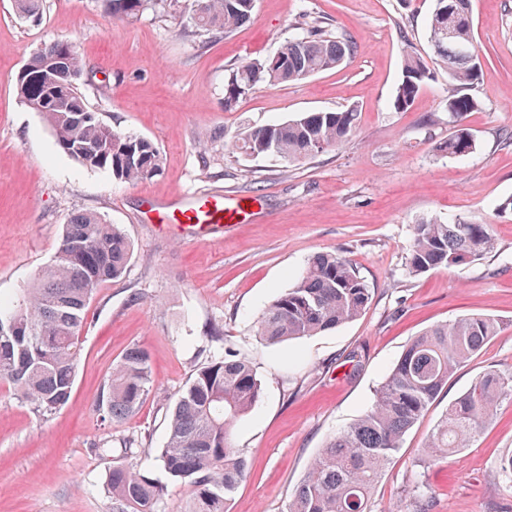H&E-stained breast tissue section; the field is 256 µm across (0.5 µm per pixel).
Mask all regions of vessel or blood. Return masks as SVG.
<instances>
[{
	"mask_svg": "<svg viewBox=\"0 0 512 512\" xmlns=\"http://www.w3.org/2000/svg\"><path fill=\"white\" fill-rule=\"evenodd\" d=\"M169 215L174 223L200 230L219 229L255 217L250 203L241 197L208 192L186 202L172 205Z\"/></svg>",
	"mask_w": 512,
	"mask_h": 512,
	"instance_id": "1",
	"label": "vessel or blood"
}]
</instances>
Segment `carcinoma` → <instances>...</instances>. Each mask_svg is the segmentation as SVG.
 Segmentation results:
<instances>
[{"mask_svg":"<svg viewBox=\"0 0 512 512\" xmlns=\"http://www.w3.org/2000/svg\"><path fill=\"white\" fill-rule=\"evenodd\" d=\"M108 12L136 19L164 0H102ZM194 25L231 33L250 19L256 0H192ZM16 15L36 21L43 0H14ZM429 38L436 64L448 69V112L457 118L479 107L471 94L481 62L473 36L470 0H434ZM351 37L313 26L281 43L264 61H242L224 84V107L234 106L257 86L295 83L339 68L351 55ZM57 60L63 72L80 74L82 61L69 42L37 49L17 77L23 103L42 113L58 147L81 166L104 169L120 182L134 183L160 174L163 158L148 139L112 130L87 104L77 80L52 86L43 60ZM429 76L418 50L407 47L401 79L393 95L397 110L408 109ZM358 109L309 112L277 125L250 129L231 144L245 155L270 154L299 163L340 146L356 128ZM475 143L459 124L438 150L460 157ZM494 248L492 225L479 221L443 223L424 219L414 225L409 273L457 266ZM130 242L115 224L94 213H77L64 225L52 262L16 298L0 296V318L20 332H0V383L21 393L47 418L72 395L80 359L79 332L97 288L119 277L130 256ZM370 289L353 264L337 253L313 256L294 286L259 318L260 338L269 344L300 339L356 319L367 307ZM499 322L490 316L464 315L438 323L415 337L391 368L372 407L337 432L310 462L288 502L287 512H371V495L405 434L429 409L448 378L477 355ZM149 356L129 349L96 398L112 422L134 413L152 390ZM261 382L251 362L232 350L217 353L190 377L175 399L160 459L168 475L193 491L192 512H228V502L246 476L245 459L232 443L235 424L253 410ZM512 400V373L488 369L451 405L423 444L433 461L467 448L491 422L497 407ZM112 512H156L163 493L136 461L108 474Z\"/></svg>","mask_w":512,"mask_h":512,"instance_id":"carcinoma-1","label":"carcinoma"}]
</instances>
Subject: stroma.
<instances>
[{"label":"stroma","instance_id":"35a3bbf8","mask_svg":"<svg viewBox=\"0 0 512 512\" xmlns=\"http://www.w3.org/2000/svg\"><path fill=\"white\" fill-rule=\"evenodd\" d=\"M433 0H257L234 32L187 26L163 9L112 17L102 0H44L31 22L0 0V295L29 287L51 262L72 214L120 225L132 245L124 273L98 287L80 332L70 403L39 419L0 385V512H112L106 475L131 447L165 487L158 512H188L190 489L158 460L180 389L213 353L248 357L262 386L233 443L247 477L229 512H286L309 462L373 403L390 366L432 325L461 315L498 319L500 331L464 363L404 436L372 494V512H414L424 485L430 512H512L499 475L512 456V402L503 401L473 445L444 462L421 445L448 405L487 369L512 372V0H471L482 71L480 110L454 120L448 73L432 63L427 20ZM319 24L352 36L343 66L286 86H258L232 109L224 83L241 60L273 56L301 29ZM71 43L89 107L114 131L144 136L163 157L160 175L122 184L61 151L41 113L21 103L16 79L38 47ZM416 46L431 76L413 105L393 107L402 46ZM357 107L356 131L336 150L290 165L229 152L253 127L307 112ZM473 153L438 152L455 124ZM219 191L250 198L258 220L223 235L175 227L174 197ZM492 224L495 247L475 260L421 275L408 272L413 226L424 219ZM335 252L370 288L356 320L277 345L256 321L295 283L308 259ZM133 347L151 360L154 387L125 420H104L96 395ZM111 448L104 456L100 447Z\"/></svg>","mask_w":512,"mask_h":512}]
</instances>
